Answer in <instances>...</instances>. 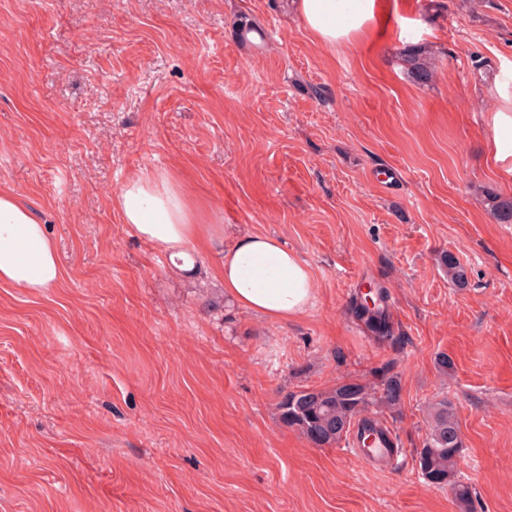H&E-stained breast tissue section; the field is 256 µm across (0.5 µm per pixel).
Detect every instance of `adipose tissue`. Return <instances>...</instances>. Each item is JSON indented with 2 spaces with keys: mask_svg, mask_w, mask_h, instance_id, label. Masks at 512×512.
I'll return each instance as SVG.
<instances>
[{
  "mask_svg": "<svg viewBox=\"0 0 512 512\" xmlns=\"http://www.w3.org/2000/svg\"><path fill=\"white\" fill-rule=\"evenodd\" d=\"M305 28L320 44L351 46L374 27L381 0H293ZM493 158L503 180H512V94L500 91L492 114ZM121 220L171 263L191 270L199 248L221 240L220 224L197 223L184 194L168 173L144 172L127 180L114 199ZM224 294L270 321L285 322L308 311L312 274L298 254L275 237L251 233L224 250L217 270ZM62 275L56 246L44 224L12 192L0 190V284L37 295Z\"/></svg>",
  "mask_w": 512,
  "mask_h": 512,
  "instance_id": "1",
  "label": "adipose tissue"
}]
</instances>
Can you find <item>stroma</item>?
<instances>
[{
  "mask_svg": "<svg viewBox=\"0 0 512 512\" xmlns=\"http://www.w3.org/2000/svg\"><path fill=\"white\" fill-rule=\"evenodd\" d=\"M285 2L0 0V188L63 270L36 296L0 285V512H459L413 461L443 399L474 512H512V224L486 205L512 183L476 105L512 92V0H387L336 48ZM159 170L225 241L295 250L313 307L276 323L233 305L215 249L173 269L114 207ZM369 287L396 343L353 313ZM386 375L400 468L279 416L288 392Z\"/></svg>",
  "mask_w": 512,
  "mask_h": 512,
  "instance_id": "stroma-1",
  "label": "stroma"
}]
</instances>
